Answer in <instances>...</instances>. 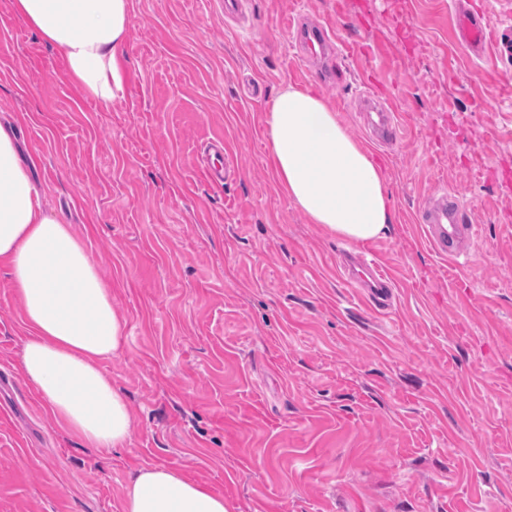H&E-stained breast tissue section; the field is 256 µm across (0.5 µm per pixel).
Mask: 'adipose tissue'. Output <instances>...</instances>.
<instances>
[{"mask_svg":"<svg viewBox=\"0 0 512 512\" xmlns=\"http://www.w3.org/2000/svg\"><path fill=\"white\" fill-rule=\"evenodd\" d=\"M26 23L64 58L70 75L102 103L121 99L131 0H15ZM269 157L288 199L314 224L354 241L385 237L392 213L379 162L321 95L288 85L266 115ZM0 267L12 278L28 334L24 379L84 446L126 447L131 414L103 372L124 325L86 243L48 213L19 146L0 127ZM123 512H227L223 494L167 466L138 469Z\"/></svg>","mask_w":512,"mask_h":512,"instance_id":"ef3b65f1","label":"adipose tissue"}]
</instances>
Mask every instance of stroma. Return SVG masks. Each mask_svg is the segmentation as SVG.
Here are the masks:
<instances>
[{
  "label": "stroma",
  "mask_w": 512,
  "mask_h": 512,
  "mask_svg": "<svg viewBox=\"0 0 512 512\" xmlns=\"http://www.w3.org/2000/svg\"><path fill=\"white\" fill-rule=\"evenodd\" d=\"M132 0L123 99L103 104L0 0V123L47 210L84 239L125 324L101 361L132 415L126 447L80 446L20 374L27 334L0 271V512H123L164 465L227 512H512V0ZM480 9L481 56L459 41ZM334 27L341 77L300 78V15ZM324 96L383 166L394 222L369 241L391 274L376 311L337 269L347 240L279 188L265 117L277 90ZM371 88L401 138L367 142ZM232 174L209 185L204 142ZM453 188L478 225L451 263L413 215Z\"/></svg>",
  "instance_id": "1"
}]
</instances>
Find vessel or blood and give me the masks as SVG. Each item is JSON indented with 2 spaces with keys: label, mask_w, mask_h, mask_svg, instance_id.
I'll return each mask as SVG.
<instances>
[{
  "label": "vessel or blood",
  "mask_w": 512,
  "mask_h": 512,
  "mask_svg": "<svg viewBox=\"0 0 512 512\" xmlns=\"http://www.w3.org/2000/svg\"><path fill=\"white\" fill-rule=\"evenodd\" d=\"M461 38L472 52H479L485 45V26L480 14L466 12L459 18ZM294 37L300 52L313 61L314 77L323 83L335 81L332 66L335 52V33L332 27L320 23L298 20ZM362 110L367 115L372 137L380 143L396 141L399 137L397 115L391 105L374 95H364ZM213 160L205 161L204 178L212 184H223L231 170L230 159L224 153L223 141L208 145ZM415 223L420 224L427 242L445 258H459L466 242L476 235L473 213L453 190L429 197L416 211ZM343 263L351 269V279L363 283L367 300L376 308L387 309L393 297L394 283L373 252L358 254L343 251Z\"/></svg>",
  "instance_id": "1"
}]
</instances>
